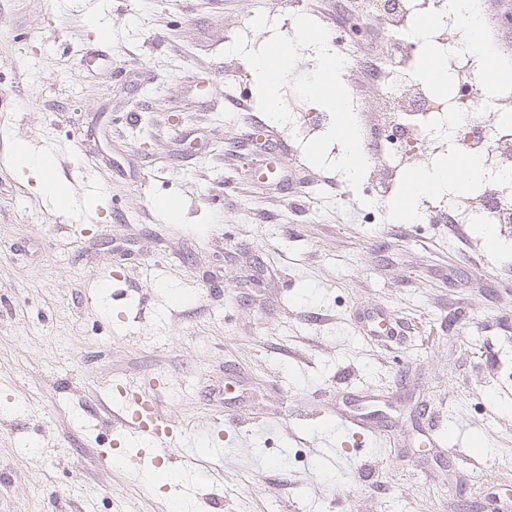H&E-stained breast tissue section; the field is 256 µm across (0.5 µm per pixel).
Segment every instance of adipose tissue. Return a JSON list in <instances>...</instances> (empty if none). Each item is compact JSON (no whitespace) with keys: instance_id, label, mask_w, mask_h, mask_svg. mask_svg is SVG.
Segmentation results:
<instances>
[{"instance_id":"1","label":"adipose tissue","mask_w":512,"mask_h":512,"mask_svg":"<svg viewBox=\"0 0 512 512\" xmlns=\"http://www.w3.org/2000/svg\"><path fill=\"white\" fill-rule=\"evenodd\" d=\"M10 157L14 164L27 168L38 178L43 195L51 203L61 206L68 204L69 197L62 183L50 174L51 162L46 152L17 139L11 144ZM482 177L483 171L478 163L461 162L455 151H448L434 168L405 176L406 195L394 209L395 218L405 223L413 222L418 198L425 195L462 194L480 182Z\"/></svg>"}]
</instances>
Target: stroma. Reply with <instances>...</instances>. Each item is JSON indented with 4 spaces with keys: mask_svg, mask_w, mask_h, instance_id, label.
<instances>
[{
    "mask_svg": "<svg viewBox=\"0 0 512 512\" xmlns=\"http://www.w3.org/2000/svg\"><path fill=\"white\" fill-rule=\"evenodd\" d=\"M276 10L0 0V512L512 506V236L398 222L307 163L224 52ZM99 26L107 70L76 62ZM270 129L284 186L253 176ZM15 139L51 153L69 211L8 162ZM377 307L390 339L359 331ZM128 381L193 428L178 484L116 461L137 448L101 414ZM365 394L359 437L331 409Z\"/></svg>",
    "mask_w": 512,
    "mask_h": 512,
    "instance_id": "35a3bbf8",
    "label": "stroma"
}]
</instances>
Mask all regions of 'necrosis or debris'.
Returning <instances> with one entry per match:
<instances>
[{
	"label": "necrosis or debris",
	"instance_id": "obj_1",
	"mask_svg": "<svg viewBox=\"0 0 512 512\" xmlns=\"http://www.w3.org/2000/svg\"><path fill=\"white\" fill-rule=\"evenodd\" d=\"M367 18L380 20L388 39L403 53L402 62H386L375 71V83L384 85L382 106L374 116L361 146L370 178L382 194H390L397 174L430 152L448 113L459 115L457 152L462 160H479L492 176L472 198L467 213L472 223H497V213L512 209V122L500 115L512 110V64L503 63L500 77L484 79L487 45L498 28L486 18L485 45L470 46L465 36L447 35V0H363ZM437 18L431 29L435 42L449 40L452 91L439 97L430 81L420 78L412 50L423 17Z\"/></svg>",
	"mask_w": 512,
	"mask_h": 512
}]
</instances>
